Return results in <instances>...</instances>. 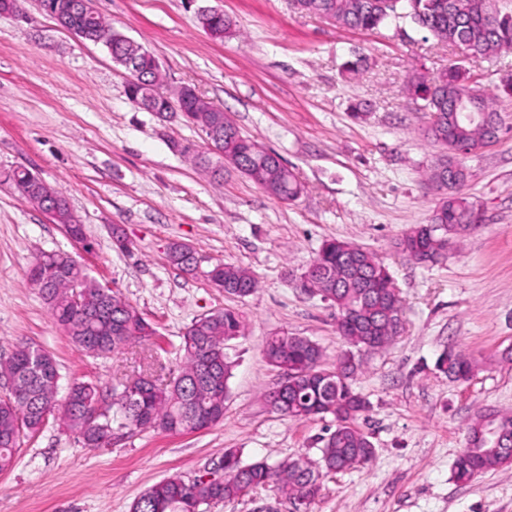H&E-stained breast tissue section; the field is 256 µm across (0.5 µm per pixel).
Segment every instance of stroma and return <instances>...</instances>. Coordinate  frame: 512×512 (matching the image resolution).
<instances>
[{
    "mask_svg": "<svg viewBox=\"0 0 512 512\" xmlns=\"http://www.w3.org/2000/svg\"><path fill=\"white\" fill-rule=\"evenodd\" d=\"M113 28L151 52L167 88L192 85L224 108L241 131L275 151L304 185L280 201L225 167L223 177L183 155L208 146L181 113L159 115L127 97L126 73L107 50L62 29L24 0V17L0 14V358L16 343L53 353L60 393L72 380L103 392L141 373L177 375V347L195 318L229 308L245 332L227 343L234 363L222 423L203 432L136 431L114 445L85 446L50 424L0 473V512H130L150 486L218 471L228 448L244 462L318 458L332 418L291 421L266 393L283 375L265 359L267 336H303L333 367L345 350L334 308L297 281L323 242L344 240L388 267L402 300L404 330L364 354L353 386L369 403L361 421L374 462L321 479L311 512H512V464L461 484L454 462L468 427L485 411L512 412V90L501 79L512 52L472 70L508 130L467 155L464 189L484 224L450 239L446 258L424 267L398 242L428 223L441 194L427 181L444 156L429 118L406 93L414 72L465 64L461 50L425 39L403 20L374 31L340 28L296 11L291 0H94ZM224 12L232 28L212 38L201 10ZM363 57L350 79L343 63ZM361 107L364 116L352 115ZM25 167L68 200L84 243L21 198L7 176ZM121 229L129 251L118 250ZM193 247L202 266L248 268L259 282L239 299L167 260L171 243ZM71 253L119 292L156 333L106 359L77 351L26 279L44 252ZM474 359L456 381L435 363L447 348ZM209 512H292L261 490Z\"/></svg>",
    "mask_w": 512,
    "mask_h": 512,
    "instance_id": "1",
    "label": "stroma"
}]
</instances>
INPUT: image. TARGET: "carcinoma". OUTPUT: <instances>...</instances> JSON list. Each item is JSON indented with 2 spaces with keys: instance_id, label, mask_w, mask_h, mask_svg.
I'll use <instances>...</instances> for the list:
<instances>
[{
  "instance_id": "1",
  "label": "carcinoma",
  "mask_w": 512,
  "mask_h": 512,
  "mask_svg": "<svg viewBox=\"0 0 512 512\" xmlns=\"http://www.w3.org/2000/svg\"><path fill=\"white\" fill-rule=\"evenodd\" d=\"M60 17L68 27L85 31L87 40L103 45L121 66L131 64L138 78L126 84L128 98L139 108L154 107L167 112H180L187 121L198 125L208 137H221L224 152L233 158L237 170L271 196L290 202L296 200L302 187L296 174L280 156L244 135L235 124L224 127V109L205 98L180 87L171 99L160 92L162 74L155 57L140 45L120 39V33L97 12H87L80 0H56ZM296 10L322 17L332 24L355 30L373 31L400 19H409L434 40L460 48L471 54L470 61L512 51V13L503 14L491 0H292ZM202 28L215 39H224L230 21L224 13L212 10L199 15ZM421 108L435 118L438 128L427 131L437 144L470 150L483 145L491 137L480 119L470 118V111L459 102L476 90L481 112L496 113L492 99L477 89V81L465 67L451 66L428 78L417 74L408 84ZM10 179L21 197L41 211L52 208L54 199L62 207L56 210L54 223L66 224L71 218L68 201L27 169L13 170ZM468 172L462 160L452 157L431 170L429 180L443 197L433 211L427 234L408 231L400 242L410 257L423 252L436 259L458 230L468 227L477 206L464 193ZM168 261L187 272L192 256L187 245H170ZM316 259V271L306 269L301 277L318 275L317 287L324 299L336 307V314H357V328L344 339L349 349L376 352L386 347L403 331V325H388V315L402 312L401 299L393 278L384 264L372 253L342 240L325 241ZM207 278L247 297L258 288V280L248 269L217 262L206 272ZM30 285L48 305L50 314L75 348L92 357H108L125 346L155 333L152 325L129 302L112 288L89 275L87 270L66 252H50L39 256L27 269ZM83 304L78 306L74 296ZM239 316L224 309L191 322L181 336L183 353L179 375L167 384L155 382L128 392L126 387L112 388V401L103 404L98 386L89 381H75L70 397L57 398L60 373L53 355L40 346L15 345L11 356L0 362V377L12 382L6 398H0V472L10 470L21 445L19 424L24 434L40 433L51 419H59L72 432L79 434L89 448H98L124 430L192 433L207 430L224 421L229 398V380L234 364L224 352L229 338L243 334ZM265 359L272 366L288 372V385L280 394V403L272 405L281 417L301 421L324 417L340 405L344 413L332 430V437L320 448L321 471L310 469L301 459L278 463L265 460L246 463L237 449L224 450L222 483L206 484L203 479L185 481L179 476L163 480L147 489L131 512H201L211 503L230 502L242 496L243 490L271 488L290 500L310 507L315 495L303 493L310 481H318L321 473L346 471L359 466L357 455L367 449L370 437L357 420L367 410L364 399L352 400L355 391L351 371L341 381L336 370L322 367L323 351L314 341L300 336L274 335L263 346ZM471 358L454 353L449 371L457 376L473 372ZM103 413L93 425L87 417L98 406ZM498 451L478 447L475 427H469L468 444L476 446L467 457L454 463V477L468 483L479 474L507 464L512 459V414H505Z\"/></svg>"
}]
</instances>
